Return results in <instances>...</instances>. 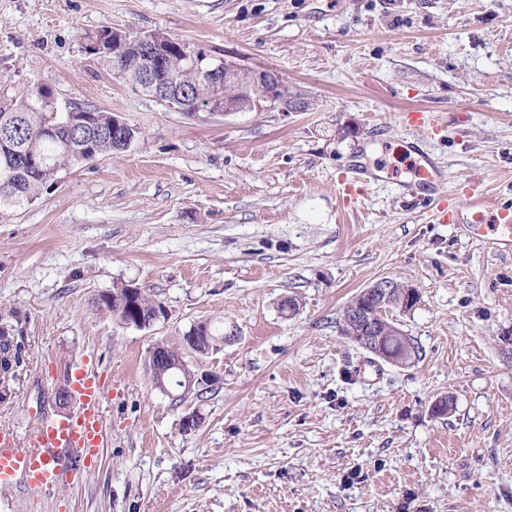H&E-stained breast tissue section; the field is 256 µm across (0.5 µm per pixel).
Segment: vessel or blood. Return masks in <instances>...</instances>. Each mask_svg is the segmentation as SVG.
I'll use <instances>...</instances> for the list:
<instances>
[{
	"label": "vessel or blood",
	"instance_id": "vessel-or-blood-1",
	"mask_svg": "<svg viewBox=\"0 0 512 512\" xmlns=\"http://www.w3.org/2000/svg\"><path fill=\"white\" fill-rule=\"evenodd\" d=\"M466 230L472 237L489 240L499 252H511L512 204L496 205L490 224L485 223L483 211L473 212ZM71 387L78 405L75 414L43 419L23 442L0 430L1 492L20 484L36 491L52 489L65 476H77L86 462L98 455L105 431V406L113 390L84 364L76 366Z\"/></svg>",
	"mask_w": 512,
	"mask_h": 512
}]
</instances>
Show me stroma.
I'll use <instances>...</instances> for the list:
<instances>
[{
    "label": "stroma",
    "instance_id": "1",
    "mask_svg": "<svg viewBox=\"0 0 512 512\" xmlns=\"http://www.w3.org/2000/svg\"><path fill=\"white\" fill-rule=\"evenodd\" d=\"M103 27L270 69L305 107L186 115L86 51ZM0 81L142 132L0 216V328L20 360L0 428L23 440L73 413L57 393L82 361L123 387L97 461L0 512H512V254L442 220L477 194L512 202V0H0ZM413 140L442 171L429 199L410 190ZM356 165L383 181L344 194ZM384 278L419 293L389 313L421 348L406 366L342 332ZM123 285L165 318L100 311ZM204 320L228 342L181 355L218 380L172 401L146 358ZM98 302H99V305L103 309H109L110 307H112L113 304H116L117 306H119L118 320L121 324H123L125 326H135L136 328H147V327L152 326L160 318V312L157 311L156 315L153 316L152 320L144 321L142 318H139L137 320L136 325H134L131 322L127 323L125 320V317H124L123 307L127 306L129 304V302H126L125 298L121 294L118 295V293L114 290L100 294L98 297Z\"/></svg>",
    "mask_w": 512,
    "mask_h": 512
}]
</instances>
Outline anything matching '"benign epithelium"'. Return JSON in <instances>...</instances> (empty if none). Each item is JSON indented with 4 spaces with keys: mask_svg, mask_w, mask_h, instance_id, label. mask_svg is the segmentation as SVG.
I'll list each match as a JSON object with an SVG mask.
<instances>
[{
    "mask_svg": "<svg viewBox=\"0 0 512 512\" xmlns=\"http://www.w3.org/2000/svg\"><path fill=\"white\" fill-rule=\"evenodd\" d=\"M138 40L144 46L142 64L144 68V85L155 93V99L167 104L181 112L195 115L204 111L210 115H230L240 111V107L229 99H220L216 96L201 98L197 91H189L183 86L174 84H161L155 78V70L165 64V60L171 58V47L168 40L151 32L138 34ZM125 35L117 30L112 31V40L108 41L102 37L93 48L102 52L110 48L112 53V70L121 75L125 73ZM249 77V88L252 90V107L260 109L264 106L269 108L280 107L284 112H290L300 107V101L293 100L288 96V88L283 84L279 76L268 70H244L233 62L218 59L209 63L205 76L212 83H224L228 86L237 83L242 76ZM129 124L121 119L114 118L112 121V138L123 146L131 145V137L128 134ZM398 283L393 279H381L361 293V296L371 301L374 311L366 310L365 305L354 303L344 311V321L350 323L356 331L352 339L362 348L380 346L385 336H401L403 331L389 319L390 306L389 296ZM134 289L126 290L122 296L112 290L99 295V305L108 309L112 305L121 307L118 313V320L126 324L122 308L128 305L125 298L133 297ZM203 345L206 347L204 354L217 352L224 345L222 336H188L183 335L181 346L191 350L194 346ZM173 350L158 344L149 351V373L153 385L160 391L169 394L173 390L182 391V395L200 388L203 385L215 380L214 375L199 373L189 368L182 357L172 356Z\"/></svg>",
    "mask_w": 512,
    "mask_h": 512,
    "instance_id": "obj_1",
    "label": "benign epithelium"
}]
</instances>
